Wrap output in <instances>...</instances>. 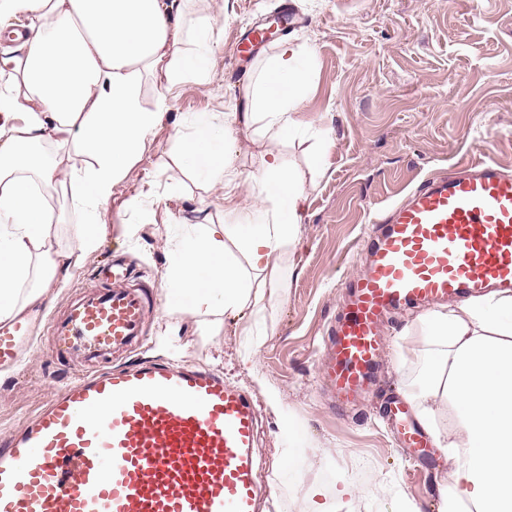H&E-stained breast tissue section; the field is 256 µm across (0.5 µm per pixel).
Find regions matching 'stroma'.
Listing matches in <instances>:
<instances>
[{"label": "stroma", "mask_w": 512, "mask_h": 512, "mask_svg": "<svg viewBox=\"0 0 512 512\" xmlns=\"http://www.w3.org/2000/svg\"><path fill=\"white\" fill-rule=\"evenodd\" d=\"M285 5L300 16L299 28L255 58L238 59L239 32ZM204 16L213 20L210 81L186 79L167 96L144 154L98 213L107 229L99 249L43 308L63 310L75 286L92 284L116 254L164 282L178 225L226 219L223 190L192 174L177 131L193 113L233 111L283 44L311 50L298 110L325 136L274 137L256 123L234 142L242 206L258 192L264 152L283 154L305 175L296 275L285 297L223 320L214 336L189 314L168 332L156 311L136 356L223 372L257 399L269 512H440L438 449L399 447L383 413L385 400L401 397L421 369V312H396L385 322L384 382L357 406L334 409L321 362L328 333L345 313V284L366 264L375 235L370 213L403 201L428 175L467 162L490 159L512 171V0H187L185 28ZM56 158L61 186L47 203L56 240L67 248L80 220L68 186L87 158L74 143ZM247 329L255 347L246 344ZM73 375L38 332L17 367L0 369V438L33 418ZM269 391L278 393L282 414L268 406ZM285 415L296 419L307 447H289Z\"/></svg>", "instance_id": "35a3bbf8"}]
</instances>
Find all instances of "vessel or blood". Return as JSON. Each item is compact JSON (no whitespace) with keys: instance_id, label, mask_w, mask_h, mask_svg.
Instances as JSON below:
<instances>
[{"instance_id":"1","label":"vessel or blood","mask_w":512,"mask_h":512,"mask_svg":"<svg viewBox=\"0 0 512 512\" xmlns=\"http://www.w3.org/2000/svg\"><path fill=\"white\" fill-rule=\"evenodd\" d=\"M268 40L251 28L242 57ZM46 326L74 379L0 440V512H256L257 407L223 374L173 361L118 360L143 339L159 285L124 262L96 272ZM346 315L325 343L322 376L337 405L376 380L391 311L512 290V173L491 160L424 181L380 220ZM30 336L0 323V366ZM392 416L405 447L422 441L404 404Z\"/></svg>"}]
</instances>
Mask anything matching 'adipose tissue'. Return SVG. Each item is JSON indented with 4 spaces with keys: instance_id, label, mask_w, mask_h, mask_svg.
<instances>
[{
    "instance_id": "adipose-tissue-1",
    "label": "adipose tissue",
    "mask_w": 512,
    "mask_h": 512,
    "mask_svg": "<svg viewBox=\"0 0 512 512\" xmlns=\"http://www.w3.org/2000/svg\"><path fill=\"white\" fill-rule=\"evenodd\" d=\"M185 0H0V23L23 16L29 34L0 58L13 81L0 86V322L42 304L100 247L96 221L114 185L141 157L162 107H142L141 73L166 89L207 79L209 18L198 19L194 52L184 47ZM306 52L288 47L270 60L235 111L199 112L180 137L185 158L230 202L227 223L206 224L177 241L166 271L165 315L237 317L246 306L285 296L307 199L303 176L287 159L262 154L253 205L233 204L240 183L229 144L239 127L262 118L276 135L302 134L295 112L304 91ZM80 141L89 166L71 181L85 213L73 247L56 243L46 200L58 165L28 149ZM42 276L28 287L32 266ZM430 357L410 385L448 471L439 479L447 512H512V294H493L431 312L421 326ZM447 417V430L435 428Z\"/></svg>"
}]
</instances>
